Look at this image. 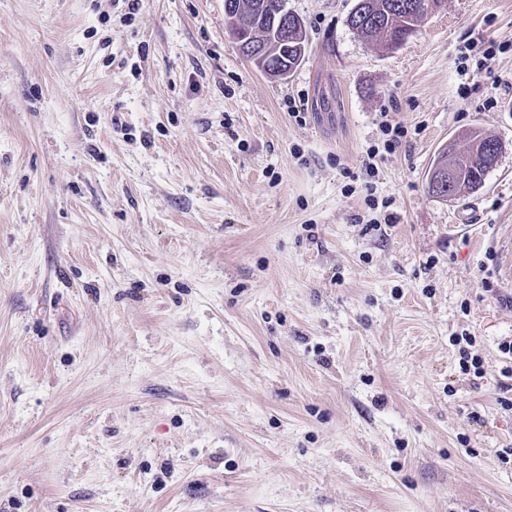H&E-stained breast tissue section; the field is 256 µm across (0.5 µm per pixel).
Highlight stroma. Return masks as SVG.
I'll return each instance as SVG.
<instances>
[{"label":"stroma","instance_id":"stroma-1","mask_svg":"<svg viewBox=\"0 0 512 512\" xmlns=\"http://www.w3.org/2000/svg\"><path fill=\"white\" fill-rule=\"evenodd\" d=\"M355 4L276 79L224 0H0V512H512V0ZM424 1L437 6L441 0H358L362 5L350 16L349 24L353 30L375 37L379 44L385 40L402 43L422 18L415 8ZM482 136L488 140V144L486 141L482 142L479 146H476V149L471 148V146L461 153L457 152L454 159L456 176H454V184L458 196L476 190L475 181L473 180L476 177V174L482 172L485 174L491 169H488L486 166H483L485 162H487V157L491 155V151L493 148L490 145L497 146L499 145L498 141L485 137L481 134L480 131L474 130L468 134L469 141L473 137L477 138ZM487 171V172H485Z\"/></svg>","mask_w":512,"mask_h":512}]
</instances>
